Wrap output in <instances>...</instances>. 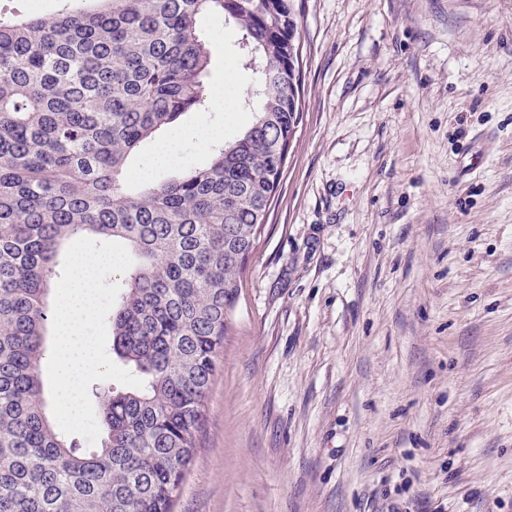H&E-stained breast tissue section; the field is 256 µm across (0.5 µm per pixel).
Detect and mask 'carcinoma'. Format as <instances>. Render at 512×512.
I'll return each mask as SVG.
<instances>
[{"instance_id": "carcinoma-1", "label": "carcinoma", "mask_w": 512, "mask_h": 512, "mask_svg": "<svg viewBox=\"0 0 512 512\" xmlns=\"http://www.w3.org/2000/svg\"><path fill=\"white\" fill-rule=\"evenodd\" d=\"M0 7V512H173L205 421L238 279L302 120L294 0H60ZM240 34L252 123L155 182L128 159L203 98L201 21ZM77 235L119 242L112 353L143 387L100 388L93 450L47 415L42 366L57 257Z\"/></svg>"}]
</instances>
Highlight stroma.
<instances>
[{"label":"stroma","instance_id":"1","mask_svg":"<svg viewBox=\"0 0 512 512\" xmlns=\"http://www.w3.org/2000/svg\"><path fill=\"white\" fill-rule=\"evenodd\" d=\"M295 4L303 119L174 512H512V0Z\"/></svg>","mask_w":512,"mask_h":512}]
</instances>
